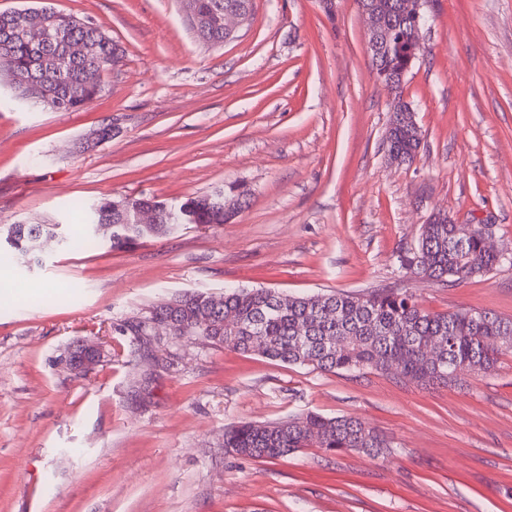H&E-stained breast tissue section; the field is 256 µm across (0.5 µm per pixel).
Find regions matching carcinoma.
Here are the masks:
<instances>
[{"mask_svg":"<svg viewBox=\"0 0 512 512\" xmlns=\"http://www.w3.org/2000/svg\"><path fill=\"white\" fill-rule=\"evenodd\" d=\"M249 0H193L192 29L207 46L224 44V28L217 21L224 11ZM358 5L385 6L394 23L385 54L368 51L371 67L392 74L407 65L405 46L414 33L406 21L405 0H358ZM48 15L63 39L38 47L18 38L11 21L0 13V66L13 74L16 97L58 112L78 110L102 92L104 60L115 50L112 39L97 25L50 9ZM398 97L387 135L389 155L404 164L413 162L422 131ZM158 209V223L130 221L139 205ZM217 207L208 192L180 202L149 197L126 198L121 208L104 199L89 207L87 232L75 240L57 224H8L3 230L13 255L29 268L40 261L45 239L67 248H91L106 238L110 248L122 250L141 239L178 233L186 224H226L232 214ZM480 224H458L439 212L422 225L411 255L401 266L415 276L443 286L484 276L505 262L490 251ZM175 307L159 306L152 318L167 320L174 336H205L213 343L242 354H255L322 373L373 370L395 374L420 386L458 385L460 375L486 373L499 355L512 352V319L473 308L430 313L401 288L370 292L290 295L271 288H228L221 295L191 292L175 298ZM232 320H227V317ZM224 447L251 458L275 459L301 448L329 452L361 451L372 457L391 454V441L354 416L325 417L308 412L267 424L240 422L224 429Z\"/></svg>","mask_w":512,"mask_h":512,"instance_id":"carcinoma-1","label":"carcinoma"}]
</instances>
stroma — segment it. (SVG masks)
<instances>
[{
	"label": "stroma",
	"mask_w": 512,
	"mask_h": 512,
	"mask_svg": "<svg viewBox=\"0 0 512 512\" xmlns=\"http://www.w3.org/2000/svg\"><path fill=\"white\" fill-rule=\"evenodd\" d=\"M121 52L99 98L52 112L0 72V225L85 231L104 196L244 189L232 223L189 224L122 252L44 242L0 255V512H512V353L464 386L321 373L162 328L156 305L227 286L293 295L403 288L426 311L512 318V264L451 287L399 259L439 211L512 252V0H426L402 96L419 152L387 161L392 92L370 66L357 0H253L220 47L178 0H48ZM110 139L91 141L102 126ZM102 355L83 372L76 341ZM352 415L388 459L304 448L235 455L224 430Z\"/></svg>",
	"instance_id": "stroma-1"
}]
</instances>
